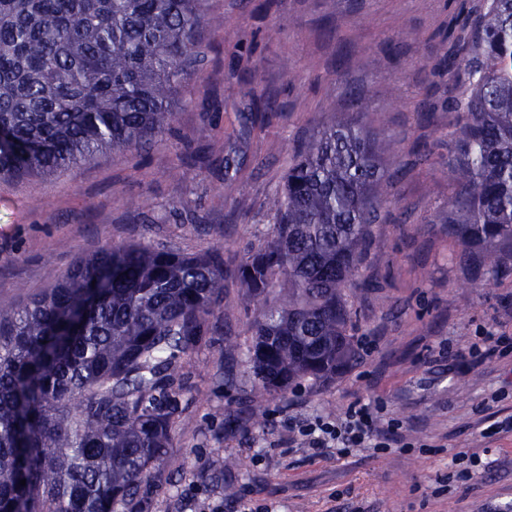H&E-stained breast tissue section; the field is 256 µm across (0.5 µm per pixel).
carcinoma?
I'll return each mask as SVG.
<instances>
[{
	"label": "carcinoma",
	"instance_id": "carcinoma-1",
	"mask_svg": "<svg viewBox=\"0 0 512 512\" xmlns=\"http://www.w3.org/2000/svg\"><path fill=\"white\" fill-rule=\"evenodd\" d=\"M448 66L454 156L443 223L451 260L512 276V0L459 14ZM220 21L202 0H0V179L51 176L172 128L199 33ZM356 111H331L269 199L273 234L233 270L139 243L80 257L16 311H0V512H142L164 461L182 356L206 334L234 281L257 306L247 348L265 392L326 382L356 356L351 295L388 202L394 139ZM277 110L254 100L235 140ZM25 485H20L21 480Z\"/></svg>",
	"mask_w": 512,
	"mask_h": 512
}]
</instances>
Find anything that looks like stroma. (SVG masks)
<instances>
[{"label": "stroma", "mask_w": 512, "mask_h": 512, "mask_svg": "<svg viewBox=\"0 0 512 512\" xmlns=\"http://www.w3.org/2000/svg\"><path fill=\"white\" fill-rule=\"evenodd\" d=\"M258 3L205 0L223 24L202 33L203 59L170 132L49 177L0 179V309L23 307L79 256L112 246L218 249L239 265L273 228L268 199L296 146L330 110L353 111L352 89L366 90V123L393 136L405 165L364 261L376 283L355 300L357 360L331 381L262 391L237 349L256 307L227 289L208 335L183 358L145 512H189L192 503L236 512L242 500L254 512H512V431L497 426L512 416V353L478 361L468 352L481 333L512 336V278L465 287L469 272L449 263L440 222L450 188L437 163L453 141L435 48L467 0ZM253 97L279 117L255 131L247 161L228 177L214 146ZM422 145L434 166H410ZM368 403L398 422L403 446L316 455L289 446L271 414L284 405L333 418Z\"/></svg>", "instance_id": "35a3bbf8"}]
</instances>
